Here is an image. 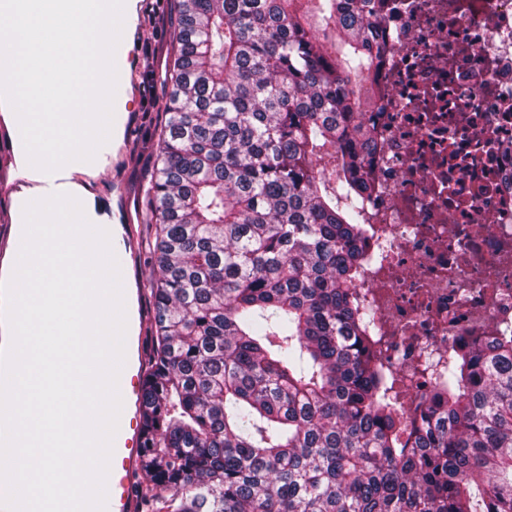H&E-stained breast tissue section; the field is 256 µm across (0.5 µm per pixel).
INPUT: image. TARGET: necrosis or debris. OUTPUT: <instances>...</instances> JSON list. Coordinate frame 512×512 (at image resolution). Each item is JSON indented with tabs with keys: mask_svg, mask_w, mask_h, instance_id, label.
<instances>
[{
	"mask_svg": "<svg viewBox=\"0 0 512 512\" xmlns=\"http://www.w3.org/2000/svg\"><path fill=\"white\" fill-rule=\"evenodd\" d=\"M357 287L408 397L452 340L512 328V0H379Z\"/></svg>",
	"mask_w": 512,
	"mask_h": 512,
	"instance_id": "1",
	"label": "necrosis or debris"
}]
</instances>
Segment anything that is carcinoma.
I'll return each mask as SVG.
<instances>
[{
    "instance_id": "cac0c4a2",
    "label": "carcinoma",
    "mask_w": 512,
    "mask_h": 512,
    "mask_svg": "<svg viewBox=\"0 0 512 512\" xmlns=\"http://www.w3.org/2000/svg\"><path fill=\"white\" fill-rule=\"evenodd\" d=\"M175 2L144 512H512V334L409 410L370 347L375 0Z\"/></svg>"
}]
</instances>
